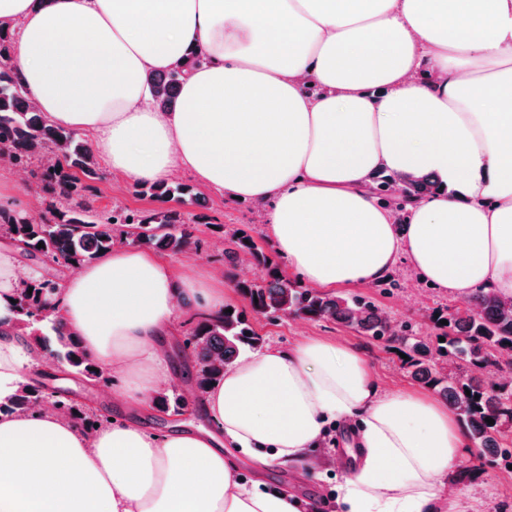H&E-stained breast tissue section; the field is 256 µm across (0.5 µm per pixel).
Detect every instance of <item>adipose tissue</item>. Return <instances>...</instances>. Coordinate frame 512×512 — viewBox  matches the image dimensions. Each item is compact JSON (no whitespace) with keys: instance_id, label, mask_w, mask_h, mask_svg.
Here are the masks:
<instances>
[{"instance_id":"obj_1","label":"adipose tissue","mask_w":512,"mask_h":512,"mask_svg":"<svg viewBox=\"0 0 512 512\" xmlns=\"http://www.w3.org/2000/svg\"><path fill=\"white\" fill-rule=\"evenodd\" d=\"M0 27L49 123L127 183L186 170L261 203L310 286L375 283L404 258L456 298L512 299V0H0ZM193 51L205 62L179 111L155 110L146 73ZM380 169L440 183L404 228L370 190ZM16 253L0 243V400L31 360L12 330L32 276ZM226 298L212 269L117 246L53 305L120 377L122 402L144 404L169 377L163 342L184 307L215 315ZM203 400L211 428L161 438L130 420L87 433L52 411L0 416V512H300L244 482L224 446L304 473L331 420L358 427L338 512H454L446 480L466 439L452 410L382 389L341 340L240 358Z\"/></svg>"}]
</instances>
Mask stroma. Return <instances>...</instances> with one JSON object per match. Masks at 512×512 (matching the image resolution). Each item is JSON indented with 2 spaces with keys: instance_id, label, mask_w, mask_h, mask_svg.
I'll list each match as a JSON object with an SVG mask.
<instances>
[{
  "instance_id": "stroma-1",
  "label": "stroma",
  "mask_w": 512,
  "mask_h": 512,
  "mask_svg": "<svg viewBox=\"0 0 512 512\" xmlns=\"http://www.w3.org/2000/svg\"><path fill=\"white\" fill-rule=\"evenodd\" d=\"M98 172L99 178L95 182L98 192L91 202L94 211L114 207L138 211L152 207L150 198L139 194L137 186L119 181L106 164H99ZM177 179L192 185L206 200L204 217L196 223L194 231L197 238L205 241L206 247L203 254L189 255V262L223 269L224 255L218 243L219 234L215 230L219 224L243 229L253 235L259 244L269 245L264 226L258 220L259 204L230 200L197 182L186 171L179 173ZM388 277L395 283L391 292H384L375 283L350 287L349 292L373 299L396 322H412L425 334L432 327L429 320L431 313L437 310L445 313L457 305L456 300L443 290L419 280L408 264H398L389 272ZM255 328L263 336L265 345L283 349L306 336L341 339L366 358L383 388L414 390L418 387L417 382L403 370L397 353L385 343L368 339L340 325L288 317L276 322L262 319L256 323ZM26 378L28 382L41 385L46 392L64 394L98 413L135 421L152 435H166L176 421L175 416L157 412L148 406L119 409L114 395L122 386L120 380H113L109 384L89 382L54 360L48 361L47 365L27 370ZM345 432V427L336 424L331 426L329 437L314 452L315 474L304 484H296L291 472L278 466L256 471L246 463L240 475L244 480L261 482L267 489H285L295 494L303 502V512H334L336 484L348 468L342 452ZM460 463L464 466H480L483 474L481 482L454 484L451 495L459 502L462 512H512V467L506 461L482 454L479 446L471 442L465 448Z\"/></svg>"
}]
</instances>
